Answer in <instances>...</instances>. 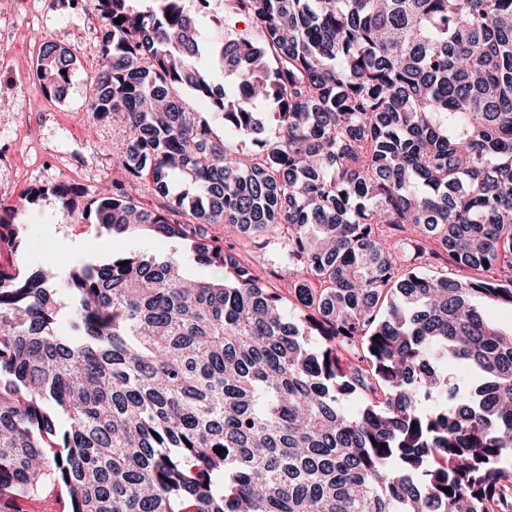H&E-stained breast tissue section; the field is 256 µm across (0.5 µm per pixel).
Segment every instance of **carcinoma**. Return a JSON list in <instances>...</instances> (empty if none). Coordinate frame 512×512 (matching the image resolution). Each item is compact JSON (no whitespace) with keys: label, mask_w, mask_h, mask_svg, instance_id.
Returning a JSON list of instances; mask_svg holds the SVG:
<instances>
[{"label":"carcinoma","mask_w":512,"mask_h":512,"mask_svg":"<svg viewBox=\"0 0 512 512\" xmlns=\"http://www.w3.org/2000/svg\"><path fill=\"white\" fill-rule=\"evenodd\" d=\"M133 2L92 0L87 111L124 117L118 165L166 203L117 187L88 228L147 227L217 274L0 264V512L55 487L67 512H512V329L478 306L512 310V0H226L252 41L204 34L209 0ZM73 65L44 43V91ZM213 224L279 241L299 315Z\"/></svg>","instance_id":"carcinoma-1"}]
</instances>
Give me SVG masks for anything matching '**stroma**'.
<instances>
[{"instance_id": "obj_1", "label": "stroma", "mask_w": 512, "mask_h": 512, "mask_svg": "<svg viewBox=\"0 0 512 512\" xmlns=\"http://www.w3.org/2000/svg\"><path fill=\"white\" fill-rule=\"evenodd\" d=\"M104 25L89 0H11L0 10V202L19 204L31 188H44L36 204L20 206L17 221L24 233L16 259L21 270H64L72 263L102 258L122 250L147 256H170L191 275L202 268L175 239H160L137 229L114 239L96 235L88 224V199L126 189L145 207L161 198L151 180L126 183L115 164V150L128 138L119 117L94 120L86 105L94 93ZM65 48L75 65L64 97L46 94L35 75L43 42ZM84 188L70 211H62L52 189L57 185Z\"/></svg>"}]
</instances>
